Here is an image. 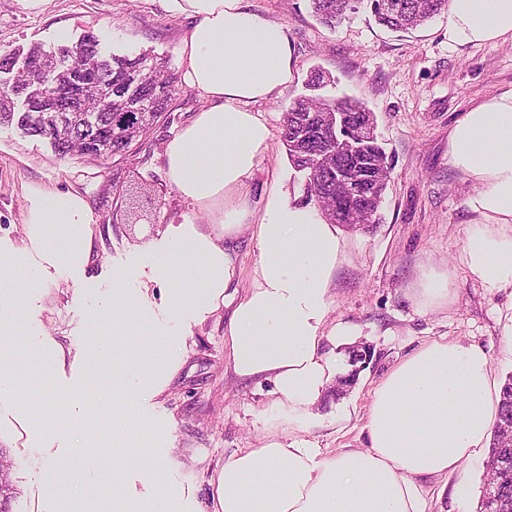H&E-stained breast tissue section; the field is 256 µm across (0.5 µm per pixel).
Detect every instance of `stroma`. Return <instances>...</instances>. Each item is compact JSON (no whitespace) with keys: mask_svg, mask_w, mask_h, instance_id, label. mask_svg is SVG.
I'll use <instances>...</instances> for the list:
<instances>
[{"mask_svg":"<svg viewBox=\"0 0 512 512\" xmlns=\"http://www.w3.org/2000/svg\"><path fill=\"white\" fill-rule=\"evenodd\" d=\"M255 12L288 29L293 78L257 111L280 128L292 101L305 94L313 69L329 73L327 95L362 102L377 120L378 140L393 165L379 210V223L339 227L340 260L332 282L330 316L357 325L354 345L368 356L357 364L358 379L342 393L328 392L314 410L304 438L325 455L364 448L362 426L376 382L423 342L440 336L481 345L499 379L512 375V288H489L471 275L465 246L472 227L466 198L476 185L448 165V132L463 112L489 95L512 90V43L448 45L445 15L408 32L380 26L366 0H359L335 27L321 24L309 0H250ZM191 18L173 11L168 0H46L29 9L23 0H0V53L39 45L48 50L76 43L91 32L105 55L168 57L181 68L178 46ZM202 99L184 89L169 103L166 120L126 157H58L48 139L0 125V237L20 240V215L28 185L77 189L90 199L103 232V247L88 274L101 290L118 276H131L139 253L151 250L166 224L191 217L207 225L205 213L181 201L168 183L160 160L163 141L187 124ZM119 178L126 196L103 193ZM278 180L291 203L309 205L305 172L289 161L281 136H273L251 184L253 201H262L268 182ZM430 272L447 275L448 306L423 312L412 293ZM87 315L80 290L49 289L39 309L19 314L64 348L93 339L106 341L117 357L148 348L149 326L127 314L122 335L111 318L82 330ZM216 313L193 327L185 339L186 360L156 407L133 409L123 398L104 413L103 428L132 421L154 435L144 448L148 459L167 462L175 481V512H214V481L225 458L241 448L259 447L260 418L269 402L268 386L236 377L224 367V322ZM0 451L11 463L15 489L11 512H45L47 493L38 481L41 466L55 450L32 443L12 409L0 405ZM483 457L462 465L448 482L429 481L432 512H476L483 486ZM465 483V503L442 485Z\"/></svg>","mask_w":512,"mask_h":512,"instance_id":"obj_1","label":"stroma"}]
</instances>
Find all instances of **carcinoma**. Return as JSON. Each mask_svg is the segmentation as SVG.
<instances>
[{
	"mask_svg": "<svg viewBox=\"0 0 512 512\" xmlns=\"http://www.w3.org/2000/svg\"><path fill=\"white\" fill-rule=\"evenodd\" d=\"M315 16L333 26L356 0H310ZM377 22L391 31H409L423 25L448 0H403L405 8L392 12L386 0H367ZM74 59V66L45 74L33 65L55 54L38 46L25 54L0 53V74L10 73L25 87L22 95L0 99V125L14 123L24 133L51 140L56 155L108 157L124 155L132 145L147 138L164 118L171 97L179 91L178 75L166 57L133 59L106 58L99 39L88 34L60 52ZM67 100L82 104L83 112H54L57 103ZM138 113V124H123L124 113ZM342 112L347 119H358L366 128L365 140L354 157L336 158L322 152L320 139L332 138L328 120ZM375 118L363 104L349 98L299 97L284 113L281 137L288 157L300 171L309 173L320 190L316 199L321 215L330 224L356 228L374 223L387 186L364 181L357 192L337 200L332 186L336 163L351 169H369L372 162H387L378 144ZM483 495L477 512H512V375L502 387L498 420L484 465ZM13 487L8 469L0 465V512H10Z\"/></svg>",
	"mask_w": 512,
	"mask_h": 512,
	"instance_id": "1",
	"label": "carcinoma"
}]
</instances>
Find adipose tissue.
I'll use <instances>...</instances> for the list:
<instances>
[{"label":"adipose tissue","mask_w":512,"mask_h":512,"mask_svg":"<svg viewBox=\"0 0 512 512\" xmlns=\"http://www.w3.org/2000/svg\"><path fill=\"white\" fill-rule=\"evenodd\" d=\"M193 24L179 45L183 81L203 99L193 119L163 144L170 185L191 206L209 213L212 230L186 217L160 237L163 250L124 287L92 296V317L120 307L150 323L162 345L133 350L114 362L100 342L78 347V371L62 380L64 350L36 325L22 345L0 343V403L22 415L33 441L48 432L25 396L51 390L75 411L73 463L54 462L39 476L51 494V512H131L126 497L102 494L121 471L141 468L160 493L147 512H172L163 462L141 464V443L100 428L102 408L114 396L111 374L121 368L129 406L154 401L184 362V336L229 308L224 362L238 377L270 383L271 406L284 422L304 423L336 383V350L359 329L331 321L332 275L340 256L334 225L293 205L272 184L262 209L249 185L273 138L253 106L274 98L292 78L287 28L252 11L246 0H170ZM452 47L512 41V0H448ZM448 165L473 178L466 206L473 229L466 248L472 275L490 288H512V90L487 97L448 134ZM95 211L73 189L29 185L22 211L21 246L0 241V333L13 327L20 306L35 307L44 289L68 283L84 288L94 254ZM249 234L257 251L251 284L233 292L239 275L237 243ZM27 271L16 288L11 271ZM187 269L196 287L178 283ZM499 387L489 356L477 344L448 338L423 343L391 368L372 392L364 433L367 446L321 457L303 439L269 432L261 447L229 454L215 488L217 512H431L425 482L456 474L494 432ZM111 454H103V445Z\"/></svg>","instance_id":"ef3b65f1"}]
</instances>
